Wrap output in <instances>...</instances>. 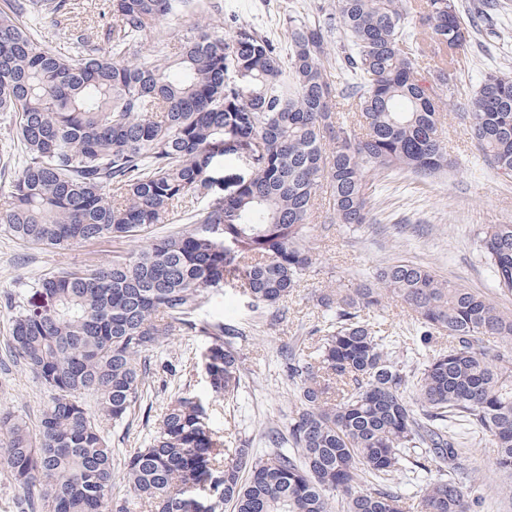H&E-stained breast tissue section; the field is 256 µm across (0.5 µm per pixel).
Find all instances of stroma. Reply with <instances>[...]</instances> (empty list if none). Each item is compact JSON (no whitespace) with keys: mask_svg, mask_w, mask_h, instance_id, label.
Wrapping results in <instances>:
<instances>
[{"mask_svg":"<svg viewBox=\"0 0 512 512\" xmlns=\"http://www.w3.org/2000/svg\"><path fill=\"white\" fill-rule=\"evenodd\" d=\"M315 22L335 9L336 0H221L225 37H232L233 20L260 26L279 45H286L284 10L288 3ZM71 11L62 20L43 18L37 32L46 45L66 50L64 32L73 25L101 24L103 0H69ZM459 80L475 90L482 73L490 68L512 76V0H496V8L481 22L470 42L456 56ZM471 100L456 98L445 109L443 140L456 167L432 179L416 181L407 172L374 175L372 221L357 231L332 223L328 191H321L312 241L317 258L295 293L283 303V317L274 309L252 307L236 282L209 288L196 315L198 330L170 337L147 355L144 398L119 426L102 427L116 458L144 447L167 403L189 392L203 403L209 425L228 448H263L269 434L286 433L295 405V383L285 368L289 351L298 349L317 319L315 299L336 286L356 287L376 267L399 259L432 267L462 287L486 294L500 310L512 314V295L496 290L493 274L479 248L483 229L492 224H512V177L498 175L472 145L461 119ZM143 234L127 239H104L64 251L25 247L0 234V360L9 345L12 313L7 296L24 292L34 280L60 267L111 265L113 259L145 248ZM400 352L420 363L426 348L413 342L414 323L406 308L388 304L381 313ZM230 324L239 334L233 339L241 357V387L235 397L214 394L207 382L203 355L211 337L203 327ZM48 394L25 367L10 366L0 383V411L23 417L38 426Z\"/></svg>","mask_w":512,"mask_h":512,"instance_id":"obj_1","label":"stroma"}]
</instances>
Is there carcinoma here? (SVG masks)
Segmentation results:
<instances>
[{
  "mask_svg": "<svg viewBox=\"0 0 512 512\" xmlns=\"http://www.w3.org/2000/svg\"><path fill=\"white\" fill-rule=\"evenodd\" d=\"M66 10L67 0L0 8V116L13 120L18 149L0 230L65 250L180 216L194 228L157 235L110 266L39 277L31 288L44 305L11 302L10 357L48 402L35 430L0 413V469L24 512H129L112 499L114 450L97 419L120 424L141 399L138 358L190 324L204 289L229 278L257 308L285 301L316 264L321 187L335 223L355 230L370 223L367 173L426 179L452 165L443 110L461 94L454 56L475 23L454 0H338L317 23L288 14L284 55L248 24L225 41L217 2L108 0L105 57L82 28L66 34L74 54L37 37L35 21ZM190 11L207 23L176 51L145 45L161 21ZM335 28L346 40L333 51ZM430 47L448 58L424 76ZM331 55L347 76L340 91L324 65ZM339 99L353 120H340ZM464 119L488 164L511 177L512 77L486 72ZM229 159L246 173L225 174ZM480 248L496 288L512 294V224L488 227ZM391 299L414 313L422 343L448 338L420 368L400 360L378 319ZM316 307V345L288 357V377L300 379L288 436L219 461L202 402L175 398L148 446L121 460L146 512H408L387 482L429 462L442 477L420 486L417 512H471L494 499L472 450L488 440L495 471L512 477V315L405 259L321 293ZM202 332L215 335L209 385L231 397L241 357L222 337L236 330ZM205 484L213 499L189 495Z\"/></svg>",
  "mask_w": 512,
  "mask_h": 512,
  "instance_id": "1",
  "label": "carcinoma"
}]
</instances>
